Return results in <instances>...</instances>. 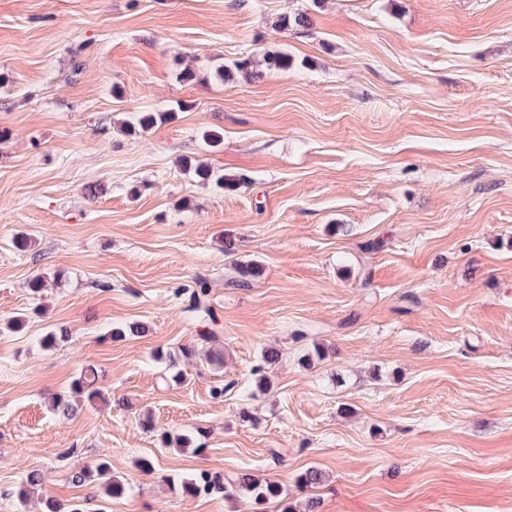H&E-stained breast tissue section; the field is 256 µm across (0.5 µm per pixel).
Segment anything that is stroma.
Here are the masks:
<instances>
[{
	"mask_svg": "<svg viewBox=\"0 0 512 512\" xmlns=\"http://www.w3.org/2000/svg\"><path fill=\"white\" fill-rule=\"evenodd\" d=\"M297 10L312 27L280 30ZM247 56L256 76L224 80ZM200 274L212 324L178 295ZM89 364L102 399L57 418ZM102 460L109 501L69 479ZM204 470L297 512H512V0H0V512H254L184 494ZM169 118L167 113L158 112H137L134 113L129 120L122 125L124 129L130 132L147 131L159 122ZM184 166L186 170L193 172L198 179H201L202 181H209L211 178L215 177L217 182L223 184V186H225L229 190L237 188L241 180V178L224 177V174L216 175L214 174V170L210 169V167H207L198 162L193 163L191 160L188 159L184 161Z\"/></svg>",
	"mask_w": 512,
	"mask_h": 512,
	"instance_id": "1",
	"label": "stroma"
}]
</instances>
